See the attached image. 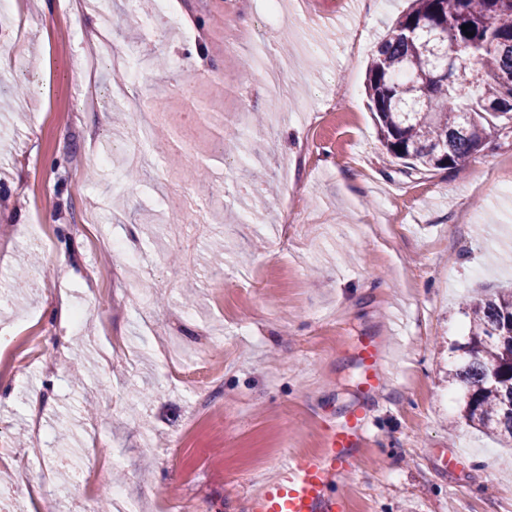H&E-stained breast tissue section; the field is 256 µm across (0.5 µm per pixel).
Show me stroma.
Here are the masks:
<instances>
[{"label":"stroma","mask_w":512,"mask_h":512,"mask_svg":"<svg viewBox=\"0 0 512 512\" xmlns=\"http://www.w3.org/2000/svg\"><path fill=\"white\" fill-rule=\"evenodd\" d=\"M180 2L189 40L164 21H128L156 0H110L104 12L94 0H19L0 29V79L26 87L0 95V283L28 280L0 304V349L33 333L48 363L21 374L0 362L12 389L0 443L20 458L0 468V512H27L30 486L50 512H78L75 473L88 464L112 512L167 501L172 512H248L289 453L318 448L320 418L356 404L360 336L386 346L388 383L340 486L351 512H512V446L453 427L448 402L460 297L512 287V138L491 137L460 170L389 163L364 79L407 0L379 11L309 0L310 15L339 16L331 29L279 0L285 27L249 52L227 40L224 0ZM92 20L152 57L136 97L159 136L136 180L93 158L136 141L112 109L125 73L102 57L93 74L83 68ZM268 73L280 90L264 87ZM91 90L95 111L83 105ZM285 98L293 109L264 135ZM247 158L272 163L273 192H252ZM176 220L188 224L180 240ZM217 246L219 276L197 264ZM63 296L80 323L52 318ZM175 349L180 381L164 367ZM88 395L99 414L86 419ZM202 399L220 422L201 418Z\"/></svg>","instance_id":"1"}]
</instances>
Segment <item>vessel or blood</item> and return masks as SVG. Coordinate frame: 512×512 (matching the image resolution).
<instances>
[{
	"label": "vessel or blood",
	"mask_w": 512,
	"mask_h": 512,
	"mask_svg": "<svg viewBox=\"0 0 512 512\" xmlns=\"http://www.w3.org/2000/svg\"><path fill=\"white\" fill-rule=\"evenodd\" d=\"M353 348L361 370L358 405L328 415L320 425V448L282 461L274 477L251 497L250 512H350L337 485L358 466L369 439V413L388 381V353L380 342L364 336Z\"/></svg>",
	"instance_id": "vessel-or-blood-1"
}]
</instances>
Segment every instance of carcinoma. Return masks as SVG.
<instances>
[{
  "label": "carcinoma",
  "mask_w": 512,
  "mask_h": 512,
  "mask_svg": "<svg viewBox=\"0 0 512 512\" xmlns=\"http://www.w3.org/2000/svg\"><path fill=\"white\" fill-rule=\"evenodd\" d=\"M451 49L466 84L444 74ZM366 95L387 155L409 168L476 158L489 137L512 134V0H411L372 54ZM464 315L448 368L458 422L512 440V292L466 300Z\"/></svg>",
  "instance_id": "1"
}]
</instances>
